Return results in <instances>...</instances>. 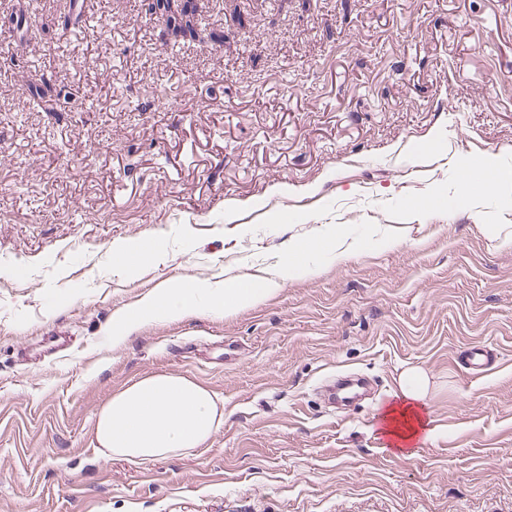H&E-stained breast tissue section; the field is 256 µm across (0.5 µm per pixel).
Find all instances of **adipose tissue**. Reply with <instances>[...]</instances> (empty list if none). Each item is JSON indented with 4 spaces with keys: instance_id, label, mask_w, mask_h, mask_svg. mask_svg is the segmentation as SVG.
<instances>
[{
    "instance_id": "adipose-tissue-1",
    "label": "adipose tissue",
    "mask_w": 512,
    "mask_h": 512,
    "mask_svg": "<svg viewBox=\"0 0 512 512\" xmlns=\"http://www.w3.org/2000/svg\"><path fill=\"white\" fill-rule=\"evenodd\" d=\"M277 279L165 282L133 308L112 316V344L121 346L143 320L176 321L202 310L227 314L253 308L278 290ZM424 368H407L400 376V398L381 416L382 432L394 446L413 444L424 429L420 413L431 392ZM224 425L215 394L198 382L173 374L144 376L113 394L101 409L95 438L103 460L136 463L178 458L205 446Z\"/></svg>"
}]
</instances>
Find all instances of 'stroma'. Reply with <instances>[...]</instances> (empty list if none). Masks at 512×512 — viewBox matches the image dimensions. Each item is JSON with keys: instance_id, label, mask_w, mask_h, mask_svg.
Instances as JSON below:
<instances>
[{"instance_id": "1", "label": "stroma", "mask_w": 512, "mask_h": 512, "mask_svg": "<svg viewBox=\"0 0 512 512\" xmlns=\"http://www.w3.org/2000/svg\"><path fill=\"white\" fill-rule=\"evenodd\" d=\"M94 2L73 34L64 0H0V512H512V0H213L184 42ZM488 156L502 182L467 185ZM275 269L256 307L112 344L161 282ZM411 365L430 437L399 451ZM349 372L373 394L339 412ZM156 373L223 427L101 460V408ZM432 379L422 367L407 368L400 376V399L386 408L380 416V430L390 439V444L403 450L401 445H412L425 428L424 419L418 409L427 404Z\"/></svg>"}]
</instances>
